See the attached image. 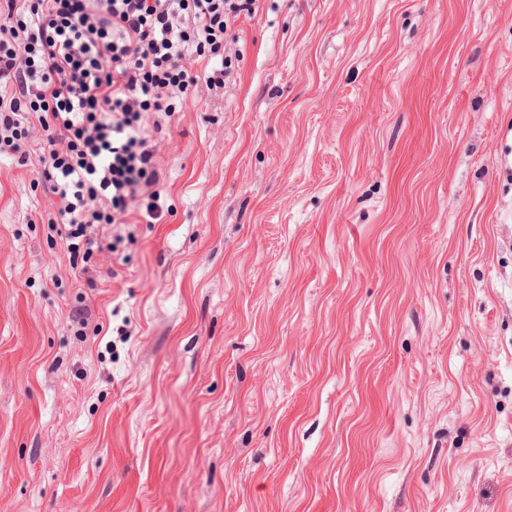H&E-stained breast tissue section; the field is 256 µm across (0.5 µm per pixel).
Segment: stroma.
Returning <instances> with one entry per match:
<instances>
[{"label": "stroma", "instance_id": "obj_1", "mask_svg": "<svg viewBox=\"0 0 512 512\" xmlns=\"http://www.w3.org/2000/svg\"><path fill=\"white\" fill-rule=\"evenodd\" d=\"M71 270L0 156V512H512V0H257Z\"/></svg>", "mask_w": 512, "mask_h": 512}]
</instances>
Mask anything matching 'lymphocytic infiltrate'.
Instances as JSON below:
<instances>
[{"instance_id": "lymphocytic-infiltrate-1", "label": "lymphocytic infiltrate", "mask_w": 512, "mask_h": 512, "mask_svg": "<svg viewBox=\"0 0 512 512\" xmlns=\"http://www.w3.org/2000/svg\"><path fill=\"white\" fill-rule=\"evenodd\" d=\"M256 0H0V153L34 136L71 268L104 250L98 229L131 209L163 214L143 116L173 112L199 81L189 64L224 55L229 21Z\"/></svg>"}]
</instances>
